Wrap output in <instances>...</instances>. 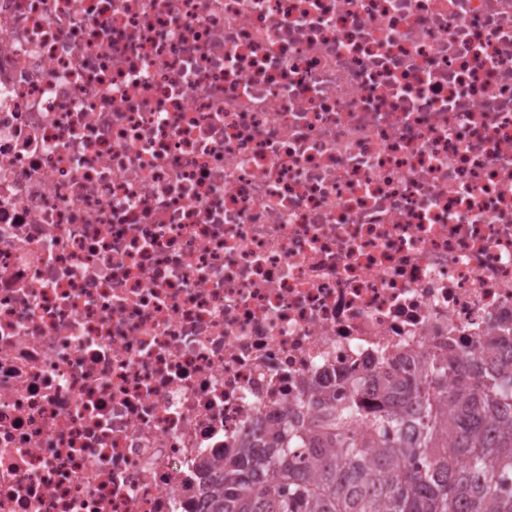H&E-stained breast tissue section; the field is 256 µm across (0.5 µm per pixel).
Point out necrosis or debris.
I'll list each match as a JSON object with an SVG mask.
<instances>
[{"label": "necrosis or debris", "mask_w": 512, "mask_h": 512, "mask_svg": "<svg viewBox=\"0 0 512 512\" xmlns=\"http://www.w3.org/2000/svg\"><path fill=\"white\" fill-rule=\"evenodd\" d=\"M510 335L512 0H0V512Z\"/></svg>", "instance_id": "1"}]
</instances>
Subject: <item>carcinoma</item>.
<instances>
[{
    "label": "carcinoma",
    "instance_id": "carcinoma-1",
    "mask_svg": "<svg viewBox=\"0 0 512 512\" xmlns=\"http://www.w3.org/2000/svg\"><path fill=\"white\" fill-rule=\"evenodd\" d=\"M419 373L357 383L341 403L321 391L307 426L251 431L224 466L201 463L209 512H512V362L497 339Z\"/></svg>",
    "mask_w": 512,
    "mask_h": 512
}]
</instances>
